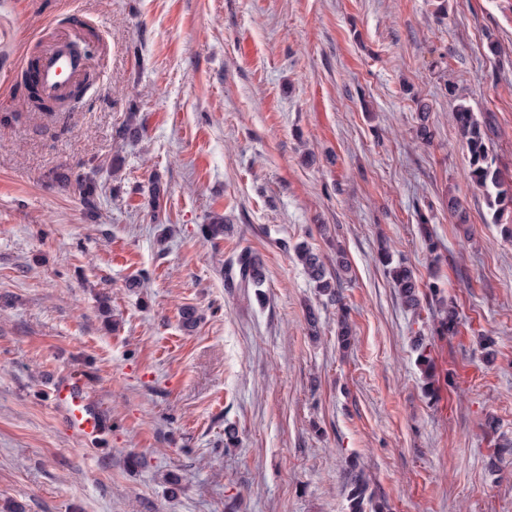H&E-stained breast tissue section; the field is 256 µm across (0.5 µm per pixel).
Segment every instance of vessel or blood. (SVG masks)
I'll use <instances>...</instances> for the list:
<instances>
[{
    "mask_svg": "<svg viewBox=\"0 0 512 512\" xmlns=\"http://www.w3.org/2000/svg\"><path fill=\"white\" fill-rule=\"evenodd\" d=\"M70 36H62L45 48L34 71V81L40 94L47 98L62 96L69 85L77 82L85 71L83 56L72 54ZM55 403L63 407L69 424L78 434L98 435L102 428L98 414L88 405L82 382L71 376L53 387Z\"/></svg>",
    "mask_w": 512,
    "mask_h": 512,
    "instance_id": "obj_1",
    "label": "vessel or blood"
}]
</instances>
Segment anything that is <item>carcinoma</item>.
Listing matches in <instances>:
<instances>
[{
    "label": "carcinoma",
    "instance_id": "carcinoma-1",
    "mask_svg": "<svg viewBox=\"0 0 512 512\" xmlns=\"http://www.w3.org/2000/svg\"><path fill=\"white\" fill-rule=\"evenodd\" d=\"M420 124L417 127V138L424 144L431 142L434 132L428 124L429 106L423 101H417ZM453 119L461 136L463 148L466 151L468 167L466 177L482 192L486 199L488 209L492 215V223L501 225V232L507 238H512V174L504 171L490 148L491 138L489 130L491 123L488 120L480 121L471 108L459 103L453 113ZM144 125L135 115L119 127L117 135L123 140H139L142 138ZM63 188H71L78 192L80 198L88 203H94L97 195V184L89 174L78 173L75 176L63 174L58 178ZM168 188L159 177H154L149 184V197L154 210L161 209L162 202L167 196ZM201 234L208 240H217L224 236V217L212 216L209 222L201 226ZM294 254L303 266L306 274L314 283V287L328 301L338 306L339 318L336 331V340L339 346L347 349L353 340V330L348 321L347 313L342 304L339 293L341 274L348 271L341 248H336V270H330L323 258L308 244L302 242L293 247ZM384 265L388 267V274L394 288L404 305L412 310L420 306L419 281L414 272L401 263H393L387 251L380 253ZM265 272L259 259L248 250L240 252L236 259L231 261L227 271V283H238L241 288L248 286L259 287L263 284ZM437 275H432V282L427 285L430 294L438 298L436 331L445 336H454L459 332V312L453 301L439 297L441 290L437 283ZM417 353L416 362L424 378L427 388L434 386L433 363L424 338L418 336L413 342ZM348 512H384V505L377 502L369 493V483L363 472L351 466L347 479Z\"/></svg>",
    "mask_w": 512,
    "mask_h": 512
}]
</instances>
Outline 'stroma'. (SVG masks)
Masks as SVG:
<instances>
[{
	"label": "stroma",
	"instance_id": "stroma-1",
	"mask_svg": "<svg viewBox=\"0 0 512 512\" xmlns=\"http://www.w3.org/2000/svg\"><path fill=\"white\" fill-rule=\"evenodd\" d=\"M75 22L96 80L32 110L29 57ZM461 102L492 116L512 173V0H0V512H346L353 464L390 512H512V240L465 176ZM131 112L138 142L116 136ZM85 165L93 218L54 182ZM214 214L230 227L211 242ZM301 242L330 261L343 247L341 306L305 275ZM383 244L420 280L417 312ZM246 249L266 279L228 286ZM433 280L458 335L434 332ZM71 375L101 435L53 403Z\"/></svg>",
	"mask_w": 512,
	"mask_h": 512
}]
</instances>
